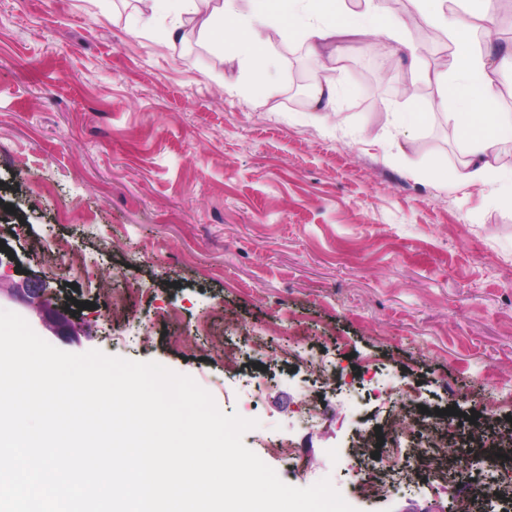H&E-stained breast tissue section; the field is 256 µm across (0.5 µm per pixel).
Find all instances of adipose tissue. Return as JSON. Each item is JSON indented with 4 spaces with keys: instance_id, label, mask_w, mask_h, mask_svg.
Wrapping results in <instances>:
<instances>
[{
    "instance_id": "ef3b65f1",
    "label": "adipose tissue",
    "mask_w": 512,
    "mask_h": 512,
    "mask_svg": "<svg viewBox=\"0 0 512 512\" xmlns=\"http://www.w3.org/2000/svg\"><path fill=\"white\" fill-rule=\"evenodd\" d=\"M236 0H219L211 13L200 22L202 37L219 36L225 48L251 65L253 89L263 95L278 66L263 30L281 22L285 11H299L304 17L303 35L312 52H319L336 35L346 33L365 38L387 36L404 54L410 67H417L419 57L404 37V24L386 12L379 0H364L363 9H348L346 0H249L248 13H239ZM472 0H452L447 9L426 14L427 22L442 28L454 46V52L432 80L438 93L427 110L409 109L396 113L394 126L408 130L427 119L429 113L447 110L456 103L455 130L462 140L467 159L457 173L465 183L499 182L512 185V169L498 165L495 146L512 140V117L497 110V93L491 74L498 68L512 66V46L486 44L476 49L470 35L460 27L457 14Z\"/></svg>"
}]
</instances>
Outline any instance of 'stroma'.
Wrapping results in <instances>:
<instances>
[{"label":"stroma","instance_id":"obj_1","mask_svg":"<svg viewBox=\"0 0 512 512\" xmlns=\"http://www.w3.org/2000/svg\"><path fill=\"white\" fill-rule=\"evenodd\" d=\"M136 9L0 0V309L63 351L191 376L221 412L258 420L244 443L282 481L330 478L356 512H512V465L480 457L403 462L385 473L392 494L358 489L355 449L402 379L415 406L471 416L481 393L498 401L489 427L512 416V207L457 179L444 115L392 126L434 98L424 74L451 55L446 35L423 41L402 0L417 71L389 40L381 69L371 41L337 36L322 121L291 94L292 72L320 62L306 43L270 30L279 68L262 98L195 20L165 9L140 29ZM36 288L48 308L30 305ZM489 472L499 493H472Z\"/></svg>","mask_w":512,"mask_h":512}]
</instances>
